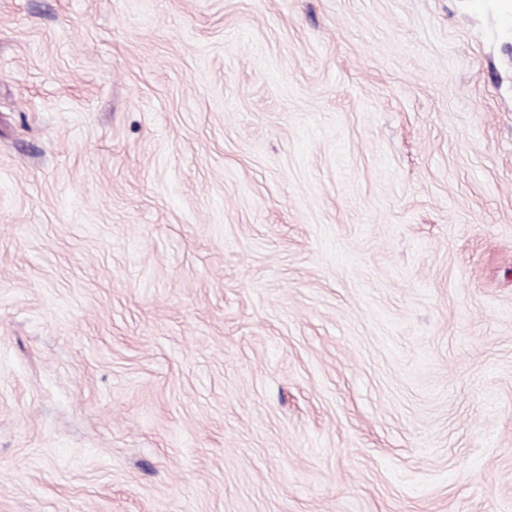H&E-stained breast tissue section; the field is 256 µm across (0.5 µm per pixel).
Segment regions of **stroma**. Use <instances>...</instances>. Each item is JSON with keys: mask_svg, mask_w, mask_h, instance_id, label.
Masks as SVG:
<instances>
[{"mask_svg": "<svg viewBox=\"0 0 512 512\" xmlns=\"http://www.w3.org/2000/svg\"><path fill=\"white\" fill-rule=\"evenodd\" d=\"M0 512H512V0H0Z\"/></svg>", "mask_w": 512, "mask_h": 512, "instance_id": "1", "label": "stroma"}]
</instances>
